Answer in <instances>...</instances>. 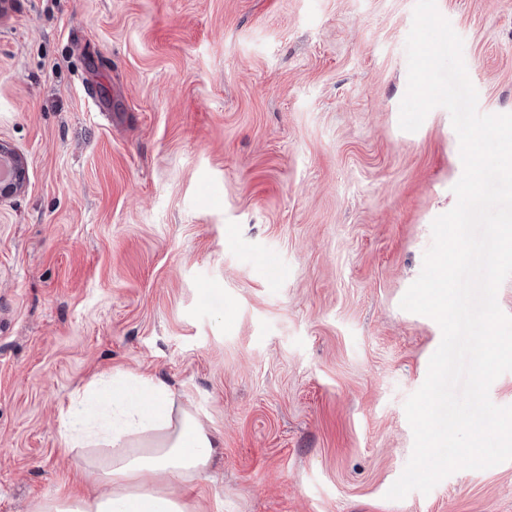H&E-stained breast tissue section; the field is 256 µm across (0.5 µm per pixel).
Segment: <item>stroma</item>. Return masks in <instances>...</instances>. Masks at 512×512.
Wrapping results in <instances>:
<instances>
[{
	"label": "stroma",
	"mask_w": 512,
	"mask_h": 512,
	"mask_svg": "<svg viewBox=\"0 0 512 512\" xmlns=\"http://www.w3.org/2000/svg\"><path fill=\"white\" fill-rule=\"evenodd\" d=\"M415 3L8 0L0 512L95 492L63 417L128 373L219 441L194 512H512V460L386 497L442 337L400 301L463 173L445 108L399 126ZM436 5L512 113V0ZM0 202L14 196L24 185L26 166L11 147L0 143Z\"/></svg>",
	"instance_id": "obj_1"
}]
</instances>
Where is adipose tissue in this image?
Masks as SVG:
<instances>
[{"instance_id": "obj_1", "label": "adipose tissue", "mask_w": 512, "mask_h": 512, "mask_svg": "<svg viewBox=\"0 0 512 512\" xmlns=\"http://www.w3.org/2000/svg\"><path fill=\"white\" fill-rule=\"evenodd\" d=\"M105 401L111 424L91 414L80 394L65 428L71 447L96 449V457L78 464L103 491L39 501L31 512H189L168 485L193 481L209 469L216 446L211 431L190 410L175 409L167 386L153 377L123 375Z\"/></svg>"}]
</instances>
